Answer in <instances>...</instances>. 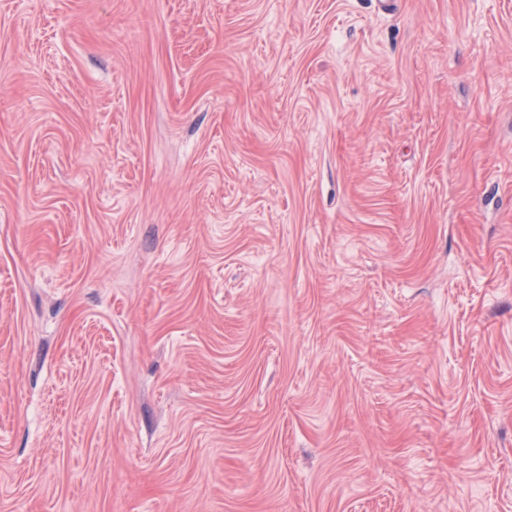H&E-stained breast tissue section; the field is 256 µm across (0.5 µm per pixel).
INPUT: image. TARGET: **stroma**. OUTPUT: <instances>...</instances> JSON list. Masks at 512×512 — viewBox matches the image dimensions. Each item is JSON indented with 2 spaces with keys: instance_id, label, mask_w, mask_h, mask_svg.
Here are the masks:
<instances>
[{
  "instance_id": "obj_1",
  "label": "stroma",
  "mask_w": 512,
  "mask_h": 512,
  "mask_svg": "<svg viewBox=\"0 0 512 512\" xmlns=\"http://www.w3.org/2000/svg\"><path fill=\"white\" fill-rule=\"evenodd\" d=\"M0 512H512V0H0Z\"/></svg>"
}]
</instances>
